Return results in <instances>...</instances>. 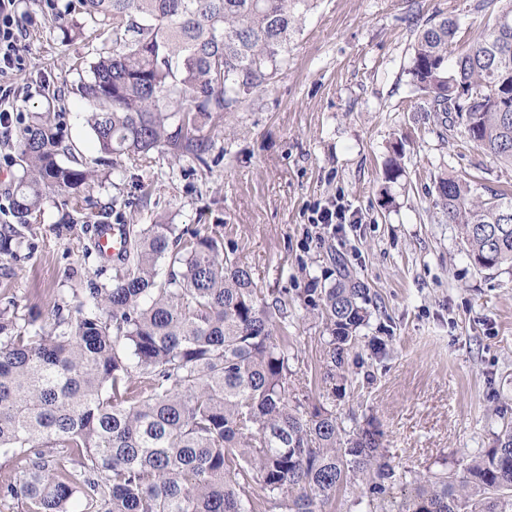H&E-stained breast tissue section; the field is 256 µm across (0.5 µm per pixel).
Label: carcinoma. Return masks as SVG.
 Instances as JSON below:
<instances>
[{
	"mask_svg": "<svg viewBox=\"0 0 512 512\" xmlns=\"http://www.w3.org/2000/svg\"><path fill=\"white\" fill-rule=\"evenodd\" d=\"M448 63L458 26L420 29L410 68L430 97L437 135L461 119L468 138L512 165V0ZM84 23L57 11L64 39L107 36L76 91L100 152L78 159L61 112H32L17 137L19 174L6 188L12 224L0 225V263L20 258L25 236L55 197L82 215L93 248L109 224L89 195L127 160L169 146L204 164L199 131L235 111L288 62L289 45L317 0H77ZM177 132H169L174 120ZM436 205L459 227L473 265L512 268V191L484 197L446 173ZM110 282L87 280L74 311L55 300L18 322L0 308V508L23 512H255L250 482L278 512H326L352 486L353 505L385 512H512V426L462 471H396L374 421L346 430L294 393L288 310L261 296L251 270L224 248V232L157 220L121 225ZM313 303L327 334L326 377L341 395L345 365L370 316L368 288L348 272Z\"/></svg>",
	"mask_w": 512,
	"mask_h": 512,
	"instance_id": "obj_1",
	"label": "carcinoma"
}]
</instances>
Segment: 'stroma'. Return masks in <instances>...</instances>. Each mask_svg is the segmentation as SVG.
I'll use <instances>...</instances> for the list:
<instances>
[{
	"instance_id": "1",
	"label": "stroma",
	"mask_w": 512,
	"mask_h": 512,
	"mask_svg": "<svg viewBox=\"0 0 512 512\" xmlns=\"http://www.w3.org/2000/svg\"><path fill=\"white\" fill-rule=\"evenodd\" d=\"M475 0H318L266 88L199 132L205 162L168 148L146 166L109 171L93 194L114 224L167 218L178 228L223 225L224 241L261 291L288 295V336L299 397L336 413L346 428L376 420L399 472L461 470L512 423V269L478 271L457 225L435 208L433 181L448 173L481 194L512 186V166L492 159L462 127L440 141L409 69L419 29L445 16L457 43L492 25L496 7ZM20 61L0 66V184L9 181L20 117L53 102L86 163L98 156L76 91L77 59L105 38L66 43L49 0H16ZM401 172L388 180L391 157ZM135 206H126V199ZM343 206L355 223L314 225L316 209ZM46 204L27 259L0 264V306L22 316L50 299L79 305L73 272L104 266L86 255L80 226ZM349 271L370 290V319L349 356L342 396L323 377V326L305 310V289ZM385 344L375 351L373 340Z\"/></svg>"
}]
</instances>
